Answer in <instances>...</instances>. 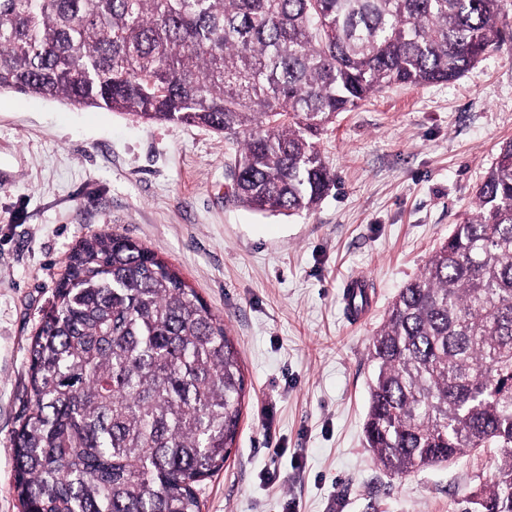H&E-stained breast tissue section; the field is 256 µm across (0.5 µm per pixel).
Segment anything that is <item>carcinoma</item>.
Here are the masks:
<instances>
[{
  "label": "carcinoma",
  "instance_id": "carcinoma-1",
  "mask_svg": "<svg viewBox=\"0 0 512 512\" xmlns=\"http://www.w3.org/2000/svg\"><path fill=\"white\" fill-rule=\"evenodd\" d=\"M500 0H0V92L208 128L234 200L312 211L316 139L392 84L451 83L503 39ZM369 343L367 447L400 476L497 448L462 512H512V139ZM21 512H202L239 433L224 319L158 252L76 245L29 350Z\"/></svg>",
  "mask_w": 512,
  "mask_h": 512
}]
</instances>
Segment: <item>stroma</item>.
<instances>
[{
  "label": "stroma",
  "instance_id": "obj_1",
  "mask_svg": "<svg viewBox=\"0 0 512 512\" xmlns=\"http://www.w3.org/2000/svg\"><path fill=\"white\" fill-rule=\"evenodd\" d=\"M512 138V37L450 84L392 86L318 147L334 174L310 213L234 201L223 135L0 93V512H19L10 439L30 401L31 339L79 241L155 248L223 317L247 392L236 449L202 512H459L497 449L397 477L365 444L368 347ZM371 286L362 324L344 288Z\"/></svg>",
  "mask_w": 512,
  "mask_h": 512
}]
</instances>
